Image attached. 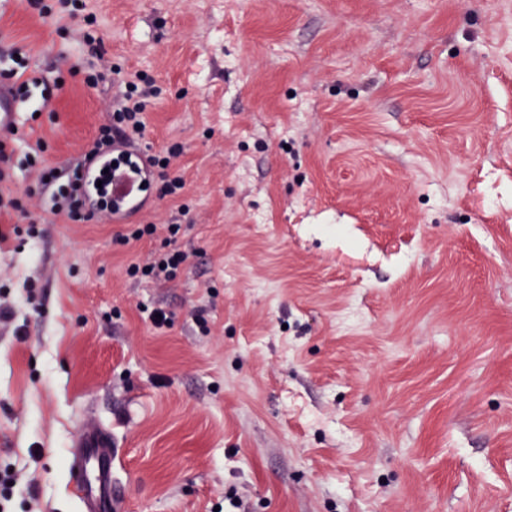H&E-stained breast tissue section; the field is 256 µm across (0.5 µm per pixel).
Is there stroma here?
<instances>
[{
    "instance_id": "obj_1",
    "label": "stroma",
    "mask_w": 512,
    "mask_h": 512,
    "mask_svg": "<svg viewBox=\"0 0 512 512\" xmlns=\"http://www.w3.org/2000/svg\"><path fill=\"white\" fill-rule=\"evenodd\" d=\"M113 65L158 89L176 201L123 224L0 214V512H81L85 422L112 430L127 512H512V0H86ZM0 28L47 82L76 162L112 99L68 74L23 0ZM188 260L165 252L180 204ZM164 310L167 326L151 321ZM185 261L186 254L172 248L145 264H132L128 268V274L131 277L148 278L156 282H170L176 278L177 270Z\"/></svg>"
}]
</instances>
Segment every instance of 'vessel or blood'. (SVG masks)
Returning a JSON list of instances; mask_svg holds the SVG:
<instances>
[{
	"mask_svg": "<svg viewBox=\"0 0 512 512\" xmlns=\"http://www.w3.org/2000/svg\"><path fill=\"white\" fill-rule=\"evenodd\" d=\"M119 208L103 212L104 222L121 224L146 210L149 202L137 191L116 195ZM116 448L111 432L92 425L81 432L70 461L82 512H122L124 495L115 478Z\"/></svg>",
	"mask_w": 512,
	"mask_h": 512,
	"instance_id": "obj_1",
	"label": "vessel or blood"
}]
</instances>
